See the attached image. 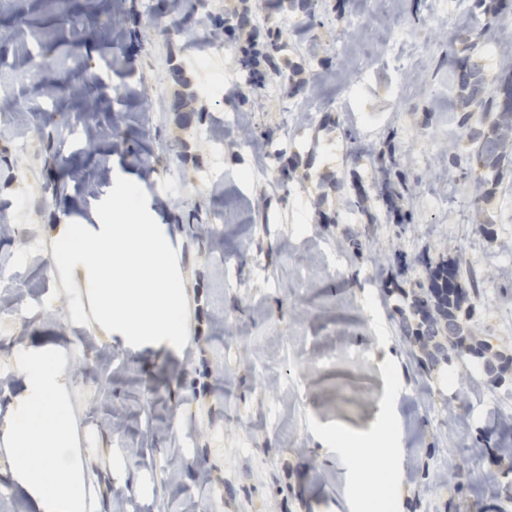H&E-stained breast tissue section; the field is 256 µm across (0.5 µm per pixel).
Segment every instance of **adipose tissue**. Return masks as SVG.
<instances>
[{
    "label": "adipose tissue",
    "mask_w": 512,
    "mask_h": 512,
    "mask_svg": "<svg viewBox=\"0 0 512 512\" xmlns=\"http://www.w3.org/2000/svg\"><path fill=\"white\" fill-rule=\"evenodd\" d=\"M20 369L24 391L12 419L15 448L11 465L22 473L24 488L45 512H79L84 492L69 460L72 415L62 394L59 370L48 355L39 353L22 356ZM392 435L393 429L387 424L371 442H357L341 432L330 443L345 451L352 471L367 474L381 469L380 461L388 452ZM381 471L374 493L379 501L395 492L392 472Z\"/></svg>",
    "instance_id": "1"
}]
</instances>
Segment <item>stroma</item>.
<instances>
[{
  "label": "stroma",
  "mask_w": 512,
  "mask_h": 512,
  "mask_svg": "<svg viewBox=\"0 0 512 512\" xmlns=\"http://www.w3.org/2000/svg\"><path fill=\"white\" fill-rule=\"evenodd\" d=\"M67 4L83 25L61 24L53 2L0 0V27L19 33L0 45V94H24L0 126V314L18 311L0 317V512H37L10 463L30 349L51 350L62 374L81 512H365L374 476L351 477L324 437L378 433L393 406L400 492L388 512H512V468L498 458L512 430L488 426L493 412L512 416V392L462 365L426 370L381 303L421 278L417 258L457 259L473 335L512 353V173L479 201L468 171L448 165L464 144L448 75L482 15L464 0H320L306 29L278 0H250L254 27L282 31L279 72L257 97L239 62L250 36L236 26L239 0H212L225 33L202 22L190 40L165 34L147 0ZM34 37L51 65L21 89ZM72 69L101 85L62 89L42 124L41 79ZM186 89L189 114L173 109ZM303 113L312 123L296 124ZM239 124L247 144L214 139ZM52 141L76 174L56 197L44 191ZM391 166L406 178L402 232L370 191ZM124 174L181 253L180 351L72 321L55 235L90 218ZM336 179L367 189L363 208L347 207ZM396 252L412 262L406 274L374 260Z\"/></svg>",
  "instance_id": "obj_1"
}]
</instances>
